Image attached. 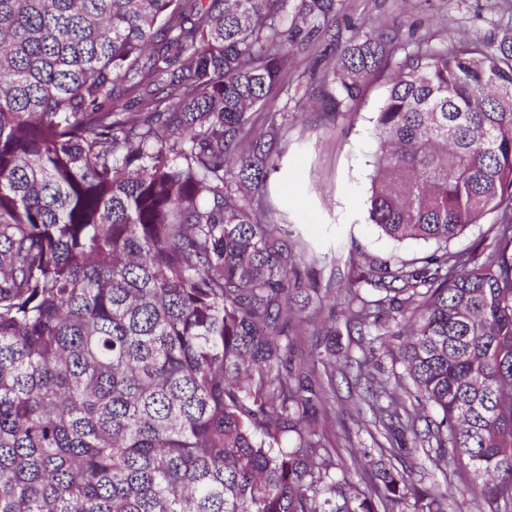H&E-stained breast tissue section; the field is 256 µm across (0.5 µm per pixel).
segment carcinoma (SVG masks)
Instances as JSON below:
<instances>
[{"mask_svg":"<svg viewBox=\"0 0 512 512\" xmlns=\"http://www.w3.org/2000/svg\"><path fill=\"white\" fill-rule=\"evenodd\" d=\"M340 2L0 0V512H448L410 481L409 434L437 470L472 467L462 499L512 512V33L421 37L396 66L368 219L437 248L350 262L303 317L320 289L266 200L274 90ZM396 36L345 42L322 111ZM495 211L489 248L448 251ZM340 317L404 367L359 371L389 444L380 467L349 450L364 492L320 431ZM301 330L327 337L323 380L288 362Z\"/></svg>","mask_w":512,"mask_h":512,"instance_id":"cac0c4a2","label":"carcinoma"}]
</instances>
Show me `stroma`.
Masks as SVG:
<instances>
[{
  "mask_svg": "<svg viewBox=\"0 0 512 512\" xmlns=\"http://www.w3.org/2000/svg\"><path fill=\"white\" fill-rule=\"evenodd\" d=\"M396 30L392 62H399L419 36L433 40H465L501 35L512 29V0H342V10L327 35L314 48L293 50L296 58H317V65L288 69L282 90L290 104L282 120V167L267 181V200L288 214V229L304 254H315L322 288H343L349 259L411 262L433 253V243L386 237L367 218L370 174L373 169V120L388 88V73L369 79L360 98L345 112L296 111L307 104L320 86L322 67L333 58L341 40L378 26ZM367 337L342 334L337 348L336 419L324 435L337 457L347 446L374 448L382 443L372 414H352L363 396V383L355 379L356 359L364 356Z\"/></svg>",
  "mask_w": 512,
  "mask_h": 512,
  "instance_id": "1",
  "label": "stroma"
}]
</instances>
